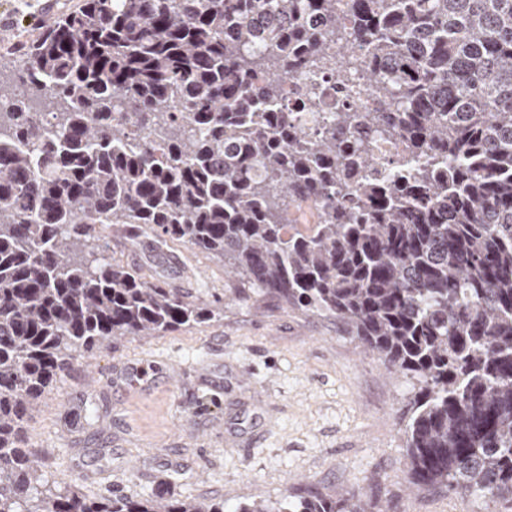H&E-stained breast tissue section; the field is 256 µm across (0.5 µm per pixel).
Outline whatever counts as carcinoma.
<instances>
[{
	"label": "carcinoma",
	"instance_id": "1",
	"mask_svg": "<svg viewBox=\"0 0 512 512\" xmlns=\"http://www.w3.org/2000/svg\"><path fill=\"white\" fill-rule=\"evenodd\" d=\"M365 52L375 130L445 169L381 181L359 112L288 121L285 82ZM0 80V512H224V501L50 480L27 419L113 339L220 313L105 256L148 224L224 260L233 301L328 314L411 382L409 488L512 498V0H84ZM48 99L52 112L36 107ZM317 222L291 231L289 207ZM236 512H367L354 492L256 495Z\"/></svg>",
	"mask_w": 512,
	"mask_h": 512
}]
</instances>
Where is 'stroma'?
<instances>
[{
    "instance_id": "35a3bbf8",
    "label": "stroma",
    "mask_w": 512,
    "mask_h": 512,
    "mask_svg": "<svg viewBox=\"0 0 512 512\" xmlns=\"http://www.w3.org/2000/svg\"><path fill=\"white\" fill-rule=\"evenodd\" d=\"M82 2L0 0V54L29 43L42 13L59 17ZM111 255L211 304L235 285L222 259L161 245L146 228L114 236ZM409 395L340 321L257 296L207 323L123 339L75 362L27 431L43 471L93 499L171 489L236 512L256 493L291 489L356 492L372 512H512L510 500L408 493L400 428Z\"/></svg>"
}]
</instances>
